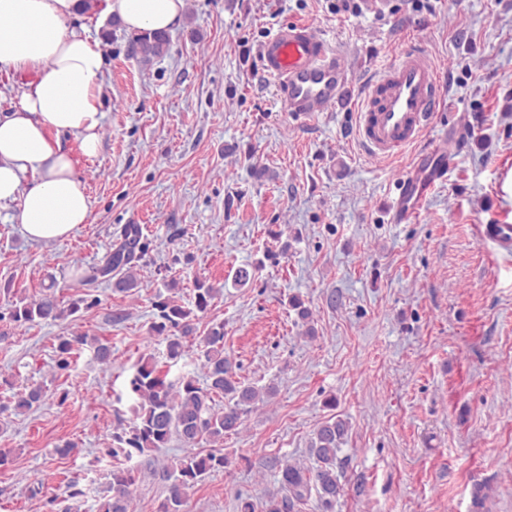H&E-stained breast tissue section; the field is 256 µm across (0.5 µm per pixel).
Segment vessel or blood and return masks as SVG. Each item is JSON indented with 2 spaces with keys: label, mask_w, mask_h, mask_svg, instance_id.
I'll return each mask as SVG.
<instances>
[{
  "label": "vessel or blood",
  "mask_w": 512,
  "mask_h": 512,
  "mask_svg": "<svg viewBox=\"0 0 512 512\" xmlns=\"http://www.w3.org/2000/svg\"><path fill=\"white\" fill-rule=\"evenodd\" d=\"M259 59L296 124H310L322 112L349 102L357 112L356 139L370 156L390 158L421 145L398 181L391 206L395 223H408L424 192L447 180L461 139L452 126L430 144L422 142L445 94L442 75L421 45L408 46L360 89L343 55L305 23L277 27L261 44ZM478 233L500 250H512V224H482Z\"/></svg>",
  "instance_id": "vessel-or-blood-1"
}]
</instances>
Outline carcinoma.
<instances>
[{
	"label": "carcinoma",
	"instance_id": "cac0c4a2",
	"mask_svg": "<svg viewBox=\"0 0 512 512\" xmlns=\"http://www.w3.org/2000/svg\"><path fill=\"white\" fill-rule=\"evenodd\" d=\"M168 49V38L158 31L134 34L127 42V54L144 63L163 56ZM149 249L140 225H125L119 242L96 268L97 276L111 284L115 293L131 291L138 285L133 271L145 260ZM220 293L221 289L199 280L187 306L170 297L154 302L151 330L166 342V368L159 367L152 354L138 360L128 381L127 397L131 400L132 417L112 433V448L107 452L116 460L123 459L127 465L115 466L107 474L97 512H127L128 499L136 483V469L129 465L134 457L165 448L173 439L190 448L205 441L213 446L212 450L186 455L163 474L167 496L160 512H182L187 490L228 465V458L220 450L224 435L238 431L247 413L275 392L272 386L258 388L236 377V365L224 355V324L216 323L205 335H196V321L210 310ZM96 305L98 298L91 288L82 289V294L67 303L54 294H44L31 301L20 298L11 302L10 318L19 325L55 322L83 307L90 309ZM190 343L201 349L202 377L187 373L175 380L167 379L169 368L185 356ZM89 344L94 346L98 362L109 363L111 346L76 333L59 339L55 347V368L69 370L75 356ZM44 396V387L33 383L14 393L9 404L0 406V412L10 409L17 415L26 413L39 405ZM348 432L349 425L341 418L323 422L309 442L308 451L314 465H281L280 484L286 493L269 495L264 512H295L313 492L323 512H334L336 500L343 493L338 452Z\"/></svg>",
	"mask_w": 512,
	"mask_h": 512
}]
</instances>
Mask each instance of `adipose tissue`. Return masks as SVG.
<instances>
[{
    "mask_svg": "<svg viewBox=\"0 0 512 512\" xmlns=\"http://www.w3.org/2000/svg\"><path fill=\"white\" fill-rule=\"evenodd\" d=\"M184 6L101 0L99 14L131 31H165ZM84 10L82 0H0V67L26 77L0 113V205L16 204L22 234L35 242L64 240L88 220L80 165L102 148L104 58L84 27L67 25Z\"/></svg>",
    "mask_w": 512,
    "mask_h": 512,
    "instance_id": "ef3b65f1",
    "label": "adipose tissue"
}]
</instances>
